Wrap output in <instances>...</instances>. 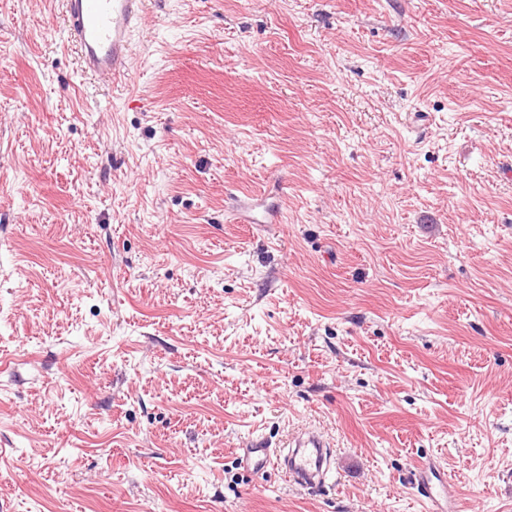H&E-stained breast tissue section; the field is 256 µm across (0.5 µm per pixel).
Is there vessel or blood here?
Segmentation results:
<instances>
[{
    "label": "vessel or blood",
    "instance_id": "1",
    "mask_svg": "<svg viewBox=\"0 0 512 512\" xmlns=\"http://www.w3.org/2000/svg\"><path fill=\"white\" fill-rule=\"evenodd\" d=\"M69 34L78 51L82 72L118 80L132 67L133 39L143 19L145 0H63ZM330 448L324 437L310 430L295 435L288 450L243 448L239 462L248 471L283 467L290 481L312 488L324 484V465ZM412 481L425 512H463L446 494V480L439 477L433 461L414 471Z\"/></svg>",
    "mask_w": 512,
    "mask_h": 512
}]
</instances>
